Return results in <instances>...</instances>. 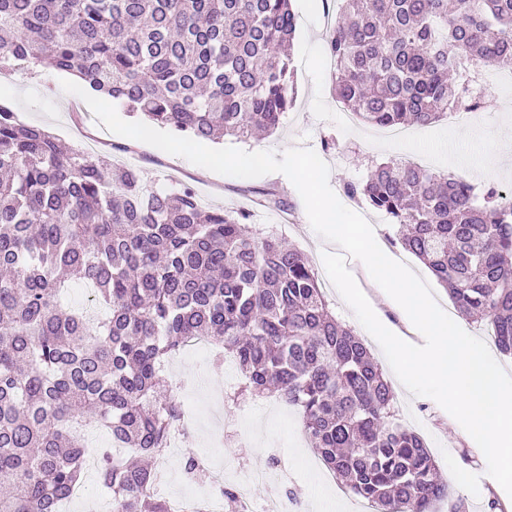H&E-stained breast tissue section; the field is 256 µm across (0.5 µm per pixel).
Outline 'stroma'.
<instances>
[{"instance_id":"1","label":"stroma","mask_w":512,"mask_h":512,"mask_svg":"<svg viewBox=\"0 0 512 512\" xmlns=\"http://www.w3.org/2000/svg\"><path fill=\"white\" fill-rule=\"evenodd\" d=\"M291 8L297 19L292 48L293 105L276 130L244 143V150L280 154L296 146L312 148L328 165V182L338 196H342L345 183L366 179L377 163L425 153L430 156L431 170L453 172L472 183L476 190H484L490 184L512 189V166L505 164L500 169L484 171L479 164L496 143H506L512 149V132L503 125L505 108H512V82L499 80L481 90L484 105L479 121L460 123L443 119L427 127L413 125L409 128L410 139L390 142L375 127L343 124L336 112L324 15L312 7L311 0H291ZM65 78L63 72L42 67L25 78L16 72L2 73L0 103L8 105L21 122L49 130L64 145L107 156L113 164L124 165L128 153H135L139 166L156 181L158 188L175 189L186 184L193 187L204 206L243 210L250 213L251 223L274 226L282 239L309 259L337 318L352 326L371 348L391 380L404 423L412 427L418 420H428L429 427L422 436L450 488L448 499L435 504V512H453L460 500L464 501L466 512H491L489 504L493 501L499 505L498 512H512V497L498 491L485 477L487 464L481 449L433 399L408 392L396 378L379 343L359 323L333 286L322 255L337 252L338 247L313 231L302 199L285 175L272 173L248 179L219 175L183 157L114 134L96 120L87 104L78 103L76 95L63 91L61 82ZM343 204L365 217L380 242L428 283L443 311L454 312L447 289L427 266L394 244L395 230L384 214L348 198H344ZM347 266L373 310L397 334L412 337L403 314L383 296L361 261L348 259ZM240 378L233 358H225L219 364L211 353L181 348L169 379L177 399L195 411L197 422L178 445L166 452L161 479L165 486L163 498L184 496L181 473L186 455H195L213 466L230 467L232 474L227 483L231 486L253 470L270 467L272 459L281 457L288 461L287 476L256 487L257 502L291 490L297 495L300 512H319L316 493L322 487L334 502L331 512H358L359 497L344 489L326 468L311 464L314 451L303 432L298 408L275 396H247L235 401L225 397L220 410H213L210 388L220 387L227 394Z\"/></svg>"}]
</instances>
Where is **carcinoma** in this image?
I'll list each match as a JSON object with an SVG mask.
<instances>
[{
    "label": "carcinoma",
    "instance_id": "obj_1",
    "mask_svg": "<svg viewBox=\"0 0 512 512\" xmlns=\"http://www.w3.org/2000/svg\"><path fill=\"white\" fill-rule=\"evenodd\" d=\"M289 0H0V70L47 66L182 137L250 140L293 102ZM337 99L378 127L455 108L465 64L512 67V0H341L327 37ZM0 512H57L82 483L96 424L112 512H171L156 462L181 403L163 360L194 339L233 356L240 394L301 408L319 459L374 512H432L448 485L364 341L308 258L250 215L162 192L20 123L0 105ZM347 196L398 226L458 312L512 355V202L402 162ZM93 285L97 325L63 306Z\"/></svg>",
    "mask_w": 512,
    "mask_h": 512
}]
</instances>
